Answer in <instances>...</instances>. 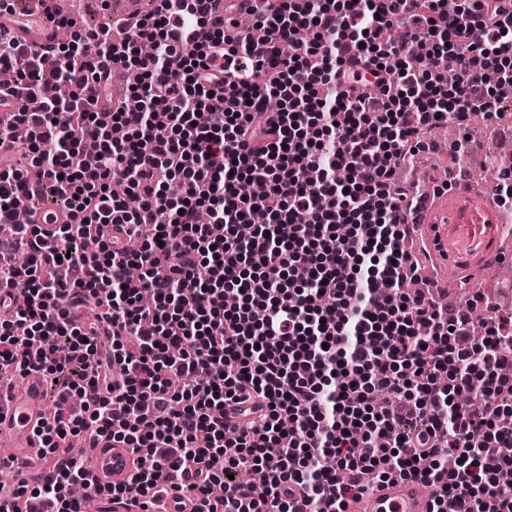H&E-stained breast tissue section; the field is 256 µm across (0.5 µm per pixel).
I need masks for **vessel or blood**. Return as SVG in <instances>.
Segmentation results:
<instances>
[{"mask_svg":"<svg viewBox=\"0 0 512 512\" xmlns=\"http://www.w3.org/2000/svg\"><path fill=\"white\" fill-rule=\"evenodd\" d=\"M0 31L40 52L57 40L54 24L42 15L20 23L10 15H2ZM70 220L71 213L66 209L48 216L38 211L31 218L45 240ZM415 221L428 226L427 239L437 262L450 266L461 258L467 262L469 271L481 274L494 254L500 267L512 271V236L502 235L504 222L496 207L494 189L481 194L462 190L445 205L426 204ZM42 398L43 376L35 371L25 376L21 387H0V440H23V447L12 449L9 463L16 474L36 482L50 473L43 464L45 450L39 435L45 421ZM138 459V453L121 444L98 443L88 453L89 481L101 486L119 485L136 467ZM430 507L431 497L423 484L413 479H396L349 501L346 512H430ZM83 512H144V503L142 498L125 496L113 500L107 508L92 496L85 500Z\"/></svg>","mask_w":512,"mask_h":512,"instance_id":"vessel-or-blood-1","label":"vessel or blood"}]
</instances>
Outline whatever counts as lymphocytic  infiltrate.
<instances>
[{"label": "lymphocytic infiltrate", "mask_w": 512, "mask_h": 512, "mask_svg": "<svg viewBox=\"0 0 512 512\" xmlns=\"http://www.w3.org/2000/svg\"><path fill=\"white\" fill-rule=\"evenodd\" d=\"M443 2L247 0L242 35L224 0H155L68 55L0 38L17 95L0 119L15 257L0 284L27 295L0 322V370L57 394L41 430L55 473L0 512L29 497L81 512L73 450L103 437L141 454L122 486L92 487L104 498L180 483L196 512H344L411 478L431 512H512L496 475L512 469V317L475 340L483 296L445 317L404 247L419 198L397 172L423 133L512 99V0ZM116 64L140 75L117 102ZM48 194L72 212L49 250L16 221Z\"/></svg>", "instance_id": "lymphocytic-infiltrate-1"}]
</instances>
